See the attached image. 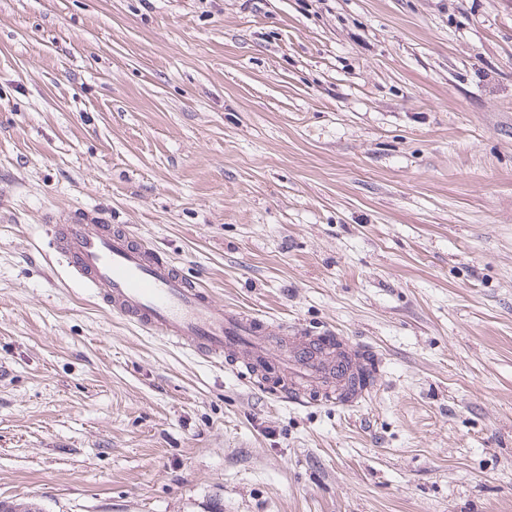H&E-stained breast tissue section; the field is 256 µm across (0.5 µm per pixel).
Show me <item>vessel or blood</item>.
I'll use <instances>...</instances> for the list:
<instances>
[{"mask_svg":"<svg viewBox=\"0 0 512 512\" xmlns=\"http://www.w3.org/2000/svg\"><path fill=\"white\" fill-rule=\"evenodd\" d=\"M46 231L69 276L98 291L110 314L211 363L245 354L256 374L276 364L282 377L263 387L277 396L298 402L308 390L336 403V372L328 362L337 351L333 331L288 346L263 321L216 303L202 282L186 278L156 248L100 218L50 224Z\"/></svg>","mask_w":512,"mask_h":512,"instance_id":"obj_1","label":"vessel or blood"}]
</instances>
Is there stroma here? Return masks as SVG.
Instances as JSON below:
<instances>
[{"label":"stroma","instance_id":"obj_1","mask_svg":"<svg viewBox=\"0 0 512 512\" xmlns=\"http://www.w3.org/2000/svg\"><path fill=\"white\" fill-rule=\"evenodd\" d=\"M89 214L369 394L108 314L44 230ZM0 499L512 512V0H0Z\"/></svg>","mask_w":512,"mask_h":512}]
</instances>
